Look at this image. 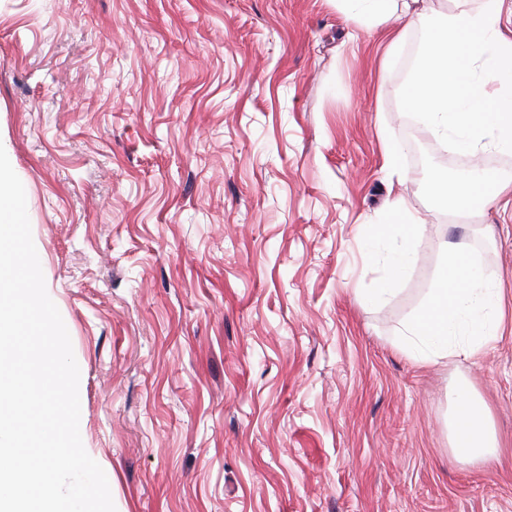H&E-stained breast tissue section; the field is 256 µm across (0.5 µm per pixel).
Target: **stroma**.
<instances>
[{
	"label": "stroma",
	"instance_id": "35a3bbf8",
	"mask_svg": "<svg viewBox=\"0 0 512 512\" xmlns=\"http://www.w3.org/2000/svg\"><path fill=\"white\" fill-rule=\"evenodd\" d=\"M420 43L341 0H0V146L116 512H512V207L457 224L425 189L463 167L409 139ZM398 195L426 230L395 279L371 228ZM476 239L504 330L420 364L398 330ZM459 390L493 467L452 450Z\"/></svg>",
	"mask_w": 512,
	"mask_h": 512
}]
</instances>
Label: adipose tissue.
Here are the masks:
<instances>
[{
  "label": "adipose tissue",
  "mask_w": 512,
  "mask_h": 512,
  "mask_svg": "<svg viewBox=\"0 0 512 512\" xmlns=\"http://www.w3.org/2000/svg\"><path fill=\"white\" fill-rule=\"evenodd\" d=\"M352 19L380 26L403 16L419 26L424 42L406 84L413 112L436 139L471 155L486 151L512 153V0H453L448 12L421 17L418 0H342ZM456 210L476 215L512 195V186L490 175L464 177L449 188ZM406 203H388L385 224L377 236L396 241L391 266L407 272L411 244L425 230L421 219L406 218ZM444 262L426 305L402 328L400 337L416 360L475 358L489 348L501 330L496 286L481 278L460 244L441 245ZM486 410L467 392L455 401L454 430H468L472 444L461 451L466 460L495 462L482 429Z\"/></svg>",
  "instance_id": "adipose-tissue-1"
}]
</instances>
